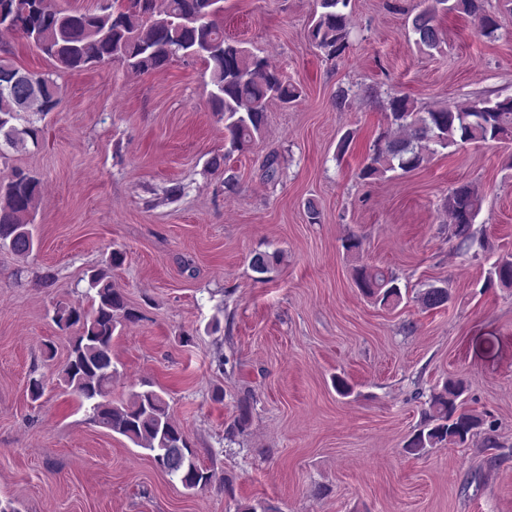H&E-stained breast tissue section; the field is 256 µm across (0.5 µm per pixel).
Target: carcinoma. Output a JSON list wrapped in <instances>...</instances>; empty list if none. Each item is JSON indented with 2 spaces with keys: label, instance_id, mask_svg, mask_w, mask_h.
<instances>
[{
  "label": "carcinoma",
  "instance_id": "carcinoma-1",
  "mask_svg": "<svg viewBox=\"0 0 512 512\" xmlns=\"http://www.w3.org/2000/svg\"><path fill=\"white\" fill-rule=\"evenodd\" d=\"M351 0H316L309 38L326 58L341 55L351 36ZM486 0H431L411 19L415 44L422 52L439 50L443 32L439 12L473 19L478 32L498 37L499 23ZM223 0H112L90 11H67L54 0H0V20L14 23L12 30L35 47L57 69L79 71L118 62L126 68L149 73L166 68L187 51L210 69L209 103L224 114L226 154L244 152L261 136L266 104L271 99L290 103L301 89L271 68L243 43L224 36ZM0 73L16 84L0 81V156L3 148L22 150L38 144L37 120L61 105L59 86L46 74H26L7 59H0ZM387 129L375 141L369 162L360 177L374 180L397 169L409 173L424 167L438 152L470 141L502 143L512 140V97L476 99L468 104L447 103L420 110L406 96L388 102ZM41 195L40 181L22 171L0 186V248L16 256L29 255L36 244L33 217ZM481 207L478 193L469 184L453 188L445 202L453 223L450 237L470 247L473 224ZM279 252H258L251 267L258 274L272 272ZM498 282L512 287V260H500L491 271ZM353 278L361 293L382 307H396L402 300L396 277L379 268L359 265ZM95 291L92 307L55 306L52 320L62 330L77 329L72 338L61 378L80 399L94 401V420L153 453V459L183 487L195 490L211 484L215 475L201 468L181 427L172 419L163 396L152 386L135 392L127 402L107 399L112 385V337L122 320L135 318L125 295L112 284L105 269L88 278ZM417 302L425 310L444 307L450 299L447 283L428 284ZM465 388L450 379L433 390L423 427L407 440L405 450L422 455L431 448L465 447L483 426L493 423L468 409Z\"/></svg>",
  "mask_w": 512,
  "mask_h": 512
}]
</instances>
